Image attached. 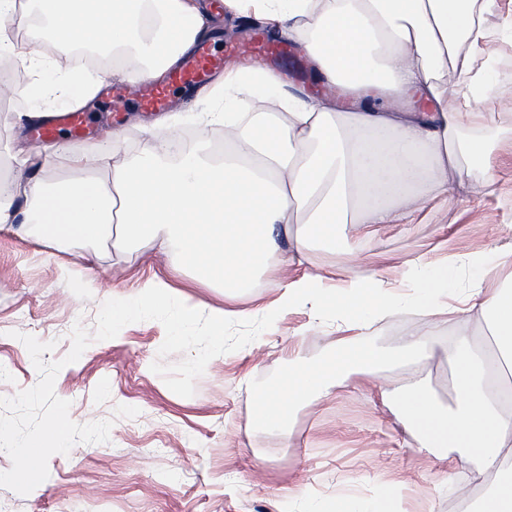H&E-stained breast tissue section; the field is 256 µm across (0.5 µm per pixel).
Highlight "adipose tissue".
I'll return each instance as SVG.
<instances>
[{
    "label": "adipose tissue",
    "instance_id": "obj_1",
    "mask_svg": "<svg viewBox=\"0 0 512 512\" xmlns=\"http://www.w3.org/2000/svg\"><path fill=\"white\" fill-rule=\"evenodd\" d=\"M261 17L280 39L296 44L325 91L287 89L269 66L228 65L196 118L224 129V159L213 163L201 139L174 164L166 139L146 126L137 162L113 163L109 181L87 178L48 194L42 177L0 187V232H39L57 243L76 240L152 244L156 253L223 288H244L271 265L303 266L310 240L335 245L344 224H407L429 202L449 195H493L494 179L464 178L460 158L479 154L465 130L478 127L474 102L489 99L491 67L482 46L492 36L498 0H224ZM37 17L44 34L69 45L97 47L136 60L128 83L160 80L216 29L209 0H0V56L38 73L40 106L73 111L99 92L86 78L14 42L6 25ZM263 100L261 112L249 99ZM297 232H289V225ZM417 306L447 310L448 268L412 257ZM494 290L475 288L461 300L466 321L485 326L491 352L465 335L449 343L460 389L455 409L416 385L403 392L404 428L429 448H455L459 464L477 459L500 479L476 512H512V415L490 391V377L512 366V277ZM173 290L155 277L113 297L112 321L170 304ZM308 301L326 317L364 326L391 309L378 276L351 275L329 288L305 273L284 285L270 318ZM385 355L373 344L344 345L340 356L299 366L261 392L256 425L286 434L299 404L329 397L350 371L379 378Z\"/></svg>",
    "mask_w": 512,
    "mask_h": 512
}]
</instances>
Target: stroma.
Here are the masks:
<instances>
[{
    "mask_svg": "<svg viewBox=\"0 0 512 512\" xmlns=\"http://www.w3.org/2000/svg\"><path fill=\"white\" fill-rule=\"evenodd\" d=\"M501 29L486 53L498 73L497 100L480 104V144L485 161L465 159L473 179L494 177V195L459 199L441 210L428 206L411 224H346L335 247L311 243L310 265L331 286L343 285L352 272L384 270L400 277L404 257L437 261L456 256L448 274L454 292L482 287L477 260L489 261L512 248V236L496 234L512 225V112L498 101L512 97V0H499ZM15 40H32L48 58H66L103 78H111L112 59L82 61L74 47L38 30L12 28ZM33 76L19 68L15 98L0 102V175L22 180L32 169L19 168L12 154L24 148L37 154L41 141L30 129L14 135L15 113L34 107ZM92 139L114 146L119 159L134 160L145 139L144 125L154 113L130 102L96 97L86 105ZM97 255L100 287L91 288L80 269ZM165 278L175 297L203 312L247 309L265 314L280 288L299 277L295 268L272 266L251 288L228 298L220 285L190 269L172 270L154 258L146 244L117 240L59 244L32 233L0 232V361L13 375L0 383V397L35 386L40 375L20 341L30 334L53 343L43 359L63 358L75 325L94 331L101 304L112 294L130 291L151 276ZM434 327L429 357L413 366L401 356L402 338L412 330ZM464 333L487 348L482 327L447 315L425 316L406 308L374 322L362 335L389 358L384 380L353 373L330 397L301 405L290 437L263 432L253 419L262 389L277 383L290 363L314 364L338 355L354 331L337 330L333 321L308 302L283 312L272 328L245 347L213 358L184 398L171 392L150 369L165 339L161 323L125 326L116 338L93 342L55 381V393L71 403L70 417L83 424L112 420L105 443H78L48 461L49 476L29 495L0 487V512H72L79 503L111 507L112 512H305L308 504H328L350 496L377 499L383 512H465L483 496L487 480L472 479L456 466L455 451L422 446L404 431L399 390L420 384L440 403L454 406L457 391L445 347L452 334ZM390 398H383L382 390ZM392 486V497L383 489Z\"/></svg>",
    "mask_w": 512,
    "mask_h": 512,
    "instance_id": "obj_1",
    "label": "stroma"
}]
</instances>
